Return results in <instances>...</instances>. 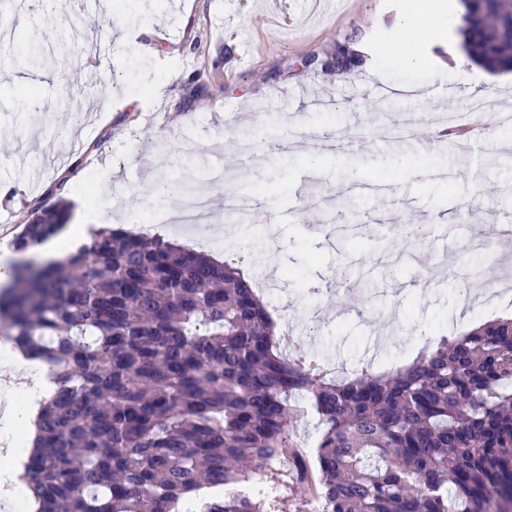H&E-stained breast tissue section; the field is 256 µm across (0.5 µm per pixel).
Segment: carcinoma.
Masks as SVG:
<instances>
[{
    "mask_svg": "<svg viewBox=\"0 0 512 512\" xmlns=\"http://www.w3.org/2000/svg\"><path fill=\"white\" fill-rule=\"evenodd\" d=\"M467 19L465 52L512 68V0H467ZM69 219L62 198L39 209L14 250ZM8 287L7 335L58 383L24 475L38 512H512L511 318L335 380L279 350L231 263L160 237L103 226ZM300 396L312 452L294 441Z\"/></svg>",
    "mask_w": 512,
    "mask_h": 512,
    "instance_id": "obj_1",
    "label": "carcinoma"
}]
</instances>
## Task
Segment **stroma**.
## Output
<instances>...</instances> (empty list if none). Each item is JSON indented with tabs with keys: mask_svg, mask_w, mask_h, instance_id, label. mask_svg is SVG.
Returning <instances> with one entry per match:
<instances>
[{
	"mask_svg": "<svg viewBox=\"0 0 512 512\" xmlns=\"http://www.w3.org/2000/svg\"><path fill=\"white\" fill-rule=\"evenodd\" d=\"M105 2L111 15L76 11L71 0H59L55 12L40 0H0L12 40L35 43L56 61L40 71L0 44V257L13 255L12 241L37 207L65 200L76 224L88 208L136 219L159 186L176 182L209 194L226 229L213 252L229 258L246 238L255 243L248 275L275 269L279 288L266 299L291 357L350 371L401 366L415 355L414 333L451 336L512 312V294L499 292L512 276V236L472 247L477 223L512 227V155L490 150L512 142V125L488 123L467 152L454 143L416 146L431 113L467 111L478 96L488 109H512V87L475 92L437 74L427 94L389 103L381 84L409 75L392 67L381 81L362 65L336 69L338 49L364 38L375 53L390 41L403 0H345L333 12L317 0ZM89 33L98 56H59L62 39L79 50ZM30 81L39 86L34 106L15 92ZM155 82L166 83L165 98L147 93ZM314 94L333 97V110L313 111ZM86 109L94 122L79 142L56 137L72 112ZM293 117L337 142L318 179L308 177L309 147L276 148ZM404 120L413 121L414 139L377 142L378 131ZM405 160L419 177H404ZM442 169L454 172L453 182L435 183ZM374 182L391 185L390 196L354 194ZM228 194L252 198L245 221L225 216ZM267 204L278 224L268 225ZM391 214L427 230L416 244L431 255L426 267L388 265L397 247ZM458 266L486 271V299L448 279Z\"/></svg>",
	"mask_w": 512,
	"mask_h": 512,
	"instance_id": "35a3bbf8",
	"label": "stroma"
}]
</instances>
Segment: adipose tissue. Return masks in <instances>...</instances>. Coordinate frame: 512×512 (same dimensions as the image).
Wrapping results in <instances>:
<instances>
[{"label": "adipose tissue", "mask_w": 512, "mask_h": 512, "mask_svg": "<svg viewBox=\"0 0 512 512\" xmlns=\"http://www.w3.org/2000/svg\"><path fill=\"white\" fill-rule=\"evenodd\" d=\"M465 13L461 0H409L393 21L399 40L390 45L385 57L371 58L369 67L393 66L407 73L445 69L452 79L479 86L484 76L460 48ZM422 33L428 34L430 43L446 47L449 61L431 62L425 48L412 41ZM0 364L5 367L0 374V456L10 461L9 466L0 468V512H11L13 495L22 486L20 464L35 444L40 407L54 384L39 361L27 358L10 341L0 342Z\"/></svg>", "instance_id": "1"}]
</instances>
